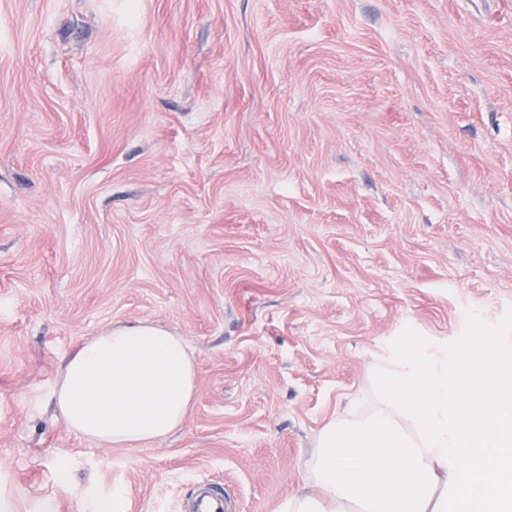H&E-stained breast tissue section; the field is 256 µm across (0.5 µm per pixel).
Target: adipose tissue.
Returning <instances> with one entry per match:
<instances>
[{"instance_id": "adipose-tissue-1", "label": "adipose tissue", "mask_w": 512, "mask_h": 512, "mask_svg": "<svg viewBox=\"0 0 512 512\" xmlns=\"http://www.w3.org/2000/svg\"><path fill=\"white\" fill-rule=\"evenodd\" d=\"M501 349L425 341L389 352L380 396L318 435L317 493L287 512H512V381ZM195 371L180 337L137 323L82 341L54 397L77 434L137 446L179 428Z\"/></svg>"}]
</instances>
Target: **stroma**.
<instances>
[{
	"label": "stroma",
	"instance_id": "stroma-1",
	"mask_svg": "<svg viewBox=\"0 0 512 512\" xmlns=\"http://www.w3.org/2000/svg\"><path fill=\"white\" fill-rule=\"evenodd\" d=\"M138 322L195 397L102 445L54 390ZM481 330L512 373V0H0V512H282L395 337ZM182 507L189 512H235L232 499L224 494V487L207 478L199 479L195 488Z\"/></svg>",
	"mask_w": 512,
	"mask_h": 512
}]
</instances>
